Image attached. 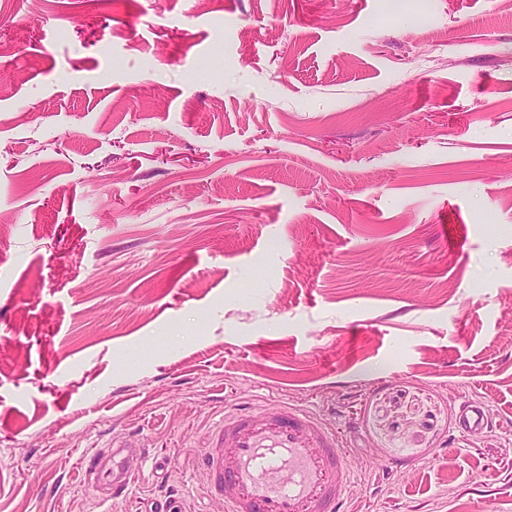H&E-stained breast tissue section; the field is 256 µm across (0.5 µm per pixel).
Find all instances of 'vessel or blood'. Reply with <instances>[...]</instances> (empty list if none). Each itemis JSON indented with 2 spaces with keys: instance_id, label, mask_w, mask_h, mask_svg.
<instances>
[{
  "instance_id": "vessel-or-blood-1",
  "label": "vessel or blood",
  "mask_w": 512,
  "mask_h": 512,
  "mask_svg": "<svg viewBox=\"0 0 512 512\" xmlns=\"http://www.w3.org/2000/svg\"><path fill=\"white\" fill-rule=\"evenodd\" d=\"M458 424L466 431L482 427L480 401L464 402ZM141 453L132 439L95 450L84 466L85 483L123 496L135 476L118 461ZM201 465L225 512H342L351 478L335 434L308 412L281 404L225 415Z\"/></svg>"
}]
</instances>
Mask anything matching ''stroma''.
Segmentation results:
<instances>
[{"label":"stroma","instance_id":"stroma-1","mask_svg":"<svg viewBox=\"0 0 512 512\" xmlns=\"http://www.w3.org/2000/svg\"><path fill=\"white\" fill-rule=\"evenodd\" d=\"M0 41V512H224L214 423L282 402L344 512H512V0H0ZM458 424L466 431L480 429L483 425L481 402L478 400H468L464 402L460 408ZM142 456L143 451L137 441L129 439L120 443L112 442L107 447L96 449L84 466V481L93 490L105 487L111 491L113 499L128 492L135 475L117 465L116 459L127 456ZM112 459V468H107L106 460Z\"/></svg>","mask_w":512,"mask_h":512}]
</instances>
